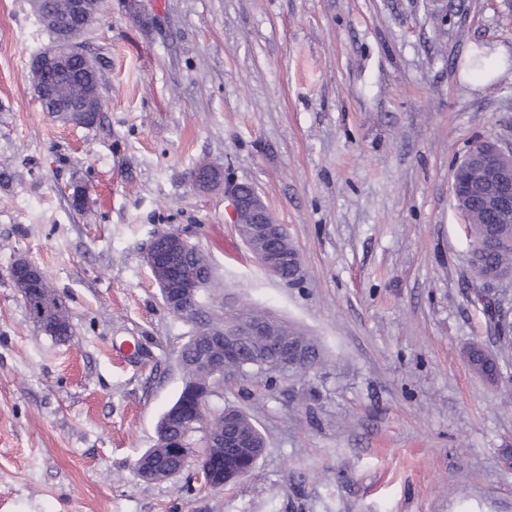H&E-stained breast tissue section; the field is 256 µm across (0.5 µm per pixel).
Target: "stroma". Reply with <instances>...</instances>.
Returning <instances> with one entry per match:
<instances>
[{"instance_id":"1","label":"stroma","mask_w":512,"mask_h":512,"mask_svg":"<svg viewBox=\"0 0 512 512\" xmlns=\"http://www.w3.org/2000/svg\"><path fill=\"white\" fill-rule=\"evenodd\" d=\"M49 42L30 0H0V512H512V283L484 313L450 183L475 140L512 143V0H102L82 38L103 100L89 127L34 95ZM201 160L258 190L299 285L253 260L223 189L193 186ZM166 228L226 294L323 348L308 372L213 397L266 442L217 490L192 463L134 469L191 331L144 259ZM19 258L65 303L68 340L29 320ZM471 344L497 355L496 381ZM467 359L473 370L490 379L497 378L499 369L495 359L478 346L470 347L466 353Z\"/></svg>"}]
</instances>
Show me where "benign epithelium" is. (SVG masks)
I'll list each match as a JSON object with an SVG mask.
<instances>
[{
  "mask_svg": "<svg viewBox=\"0 0 512 512\" xmlns=\"http://www.w3.org/2000/svg\"><path fill=\"white\" fill-rule=\"evenodd\" d=\"M70 15L56 33L51 45L37 53L30 65L33 90L42 109L77 124L80 113L100 114L102 99L99 92V74L96 62L79 46L78 39L98 18L101 0H69ZM76 75L85 84V94L79 99H60L50 85V77ZM464 159L451 173L453 190L460 197L475 196L481 199L484 208L496 214L500 223L512 220V147L504 148L489 139H479L470 146ZM194 186L208 190L224 186L233 207L234 224L237 232L254 258L269 274L288 286L299 283L301 260L295 257L296 265L292 274L284 272L290 256L288 250L274 247L287 234L285 225L278 223L272 211L254 186L245 182L229 181L221 171H195L191 174ZM187 237L181 232L169 236L157 233L145 252V262L160 287L166 309L175 317L187 320L196 309V299L207 287L201 274L193 275L184 268V243ZM10 277L19 283L22 297L35 288L47 284L46 273L31 261L20 258L11 266ZM30 318L38 324L50 325L55 334L60 327L53 323L55 308L51 303L39 306L28 305ZM280 320L269 316L262 323L248 321L224 322L221 330H210L214 341L224 346V355L212 356L207 352L200 355V362L212 375L224 373V359L234 355L237 345L253 336H268L276 346L283 349V355L272 369L278 373L293 368L303 360L301 350L278 339Z\"/></svg>",
  "mask_w": 512,
  "mask_h": 512,
  "instance_id": "7a95c632",
  "label": "benign epithelium"
}]
</instances>
